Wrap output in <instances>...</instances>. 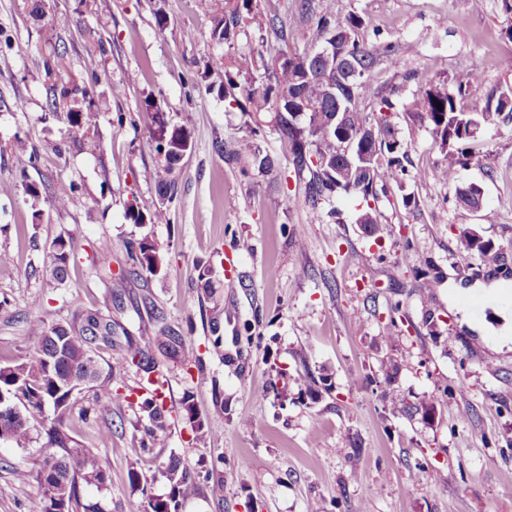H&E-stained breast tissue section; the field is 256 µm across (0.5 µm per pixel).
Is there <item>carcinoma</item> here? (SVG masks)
<instances>
[{
  "mask_svg": "<svg viewBox=\"0 0 512 512\" xmlns=\"http://www.w3.org/2000/svg\"><path fill=\"white\" fill-rule=\"evenodd\" d=\"M251 6L252 0H236V5L217 17L210 38L218 43L233 40L244 15L251 13ZM298 11L301 19L315 25L327 38L343 32L337 45L339 59L319 62L309 54H285L279 68L264 67L260 87L245 89L238 84V78L251 76L259 69L256 58L242 52L226 63L220 56L208 67L207 74L217 76L209 89L224 94L229 99V106L241 112H260L266 108L274 112V129L288 141L294 171L300 175L309 174L305 204L310 208H318L327 195L340 191L360 193L366 202L376 200V183H381L384 189L406 175L404 152L391 122L392 101L387 97L380 98L370 113L360 108L370 89L377 52L388 54L390 49L386 46L378 51L367 48L356 36L359 19L355 16L348 17L342 25L332 23L328 4L316 12L312 0H300ZM481 82L482 75L475 70L459 81L455 90L434 87L423 98L424 118L446 157V163L437 171V177L445 183L454 182L458 167L471 159L473 145L484 124L501 116L512 117L511 89L501 92L481 109L475 106L466 110L460 106V100ZM52 95L53 101L69 105L66 118L75 142H82L97 128L100 111L93 104L88 87L61 81L52 85ZM340 107L349 112L348 128L375 130L378 145L371 146L374 175L367 181L348 179L345 165L336 164L340 138L331 120ZM314 156L318 159L316 163L312 160ZM79 189L74 182L60 184L54 193L53 204L58 208L66 207ZM456 195L461 204L473 208L481 199V188L475 184L458 187ZM126 218L134 224H167L170 221L164 205L145 215L132 204L126 210ZM460 245L466 251H477L485 256L492 250L491 241L466 232L460 237ZM70 249L71 242L62 238L53 242L47 266V285L65 279ZM127 252L141 270L153 276L160 272L162 257L154 241L144 238L137 243L131 242ZM27 331L31 344L26 359L13 365H0V397L21 410L17 416L4 417L8 432L5 440L26 450L33 430L41 429L46 438L37 472L41 496L36 512H107L101 500L84 494L86 486L94 485L100 489L106 486L109 480L107 466L74 436L70 417L75 397L80 393L71 385V379L83 372L87 364L97 362L99 346H115L117 332L112 317L91 310L76 314L65 325L50 324L38 310L27 319ZM154 340L160 349L172 355H182L183 365L201 366L199 356L180 351L182 337L170 327H160ZM116 365L122 369L135 367L141 380L152 387L151 397L140 403V409L147 413L151 423L146 428L151 445L160 443L165 431L161 402L163 382L152 377L157 372L154 359L128 337L116 358ZM386 380L389 385L385 394L400 411L424 417L434 412L435 404L431 400L421 398L410 403L391 385V375H386ZM88 388L95 390L97 411L103 415L111 413L114 405L130 402L132 397V394L114 388L111 374H105L99 368ZM183 408L192 429L202 432L204 423L191 396L184 398ZM48 410L51 411L49 415L46 414ZM159 476L168 492L149 496L148 512H181L183 501L197 493L202 482L212 479L213 472L191 470L172 455L159 470Z\"/></svg>",
  "mask_w": 512,
  "mask_h": 512,
  "instance_id": "1",
  "label": "carcinoma"
}]
</instances>
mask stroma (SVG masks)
Masks as SVG:
<instances>
[{"label":"stroma","mask_w":512,"mask_h":512,"mask_svg":"<svg viewBox=\"0 0 512 512\" xmlns=\"http://www.w3.org/2000/svg\"><path fill=\"white\" fill-rule=\"evenodd\" d=\"M331 5L334 21L356 16L360 39L394 49L378 57L364 107L391 96L408 174L376 202L371 235L356 222L360 195L305 206L306 179L287 163L269 113L229 111L208 88L214 57L271 60L323 45L295 21V0H252L253 22L221 44L210 29L222 0H0V184L25 179L41 195L36 204L21 190L0 196V252L12 256L0 266V364L26 358L33 309L62 324L98 309L147 347L164 381L168 430L148 450L139 408L105 417L92 390L77 397L78 438L110 472L106 489L86 493L112 512H145L149 495L166 491L158 470L172 455L215 472L181 512H512V352L494 353L462 327L468 307L448 292L449 281L493 276L512 291V120L482 127L449 185L436 176L445 157L415 107L474 69L483 83L468 104L511 88L512 11L503 0ZM55 15L68 25L51 27ZM273 15L287 41L269 30ZM54 67L92 88L101 113L94 142L76 145L65 107L52 106ZM156 105L190 141L169 176L155 151ZM20 137L27 152L14 149ZM254 141L271 169L253 165ZM227 142L241 144L238 157L224 155ZM168 177L169 223H130L128 203L152 211ZM69 182L81 190L56 208L54 192ZM469 184L483 190L480 208L456 199ZM465 230L490 240L496 260L460 250ZM58 238L73 252L65 280L50 288L45 267ZM144 238L163 249L159 275L127 256L126 242ZM103 240L112 243L108 271L90 261ZM427 274L440 278L429 293ZM159 322L201 356V368L150 345ZM390 384L409 400L431 399L433 420L397 411L384 396ZM187 394L203 436L183 419ZM44 442L34 433L24 452L0 440V512H34L40 487L13 469L36 472ZM132 469L143 486L130 485Z\"/></svg>","instance_id":"35a3bbf8"}]
</instances>
